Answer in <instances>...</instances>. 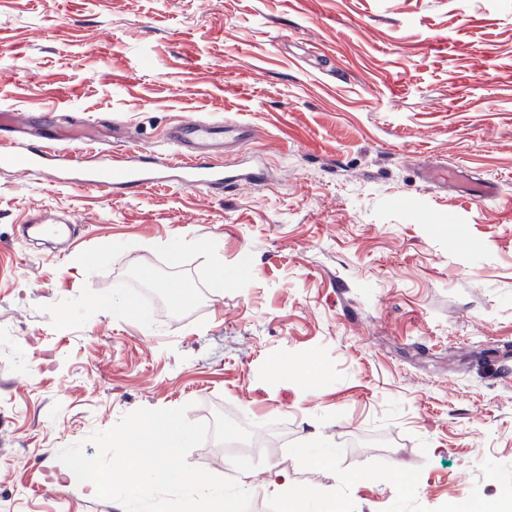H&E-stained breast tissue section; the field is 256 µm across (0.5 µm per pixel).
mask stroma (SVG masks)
<instances>
[{
	"instance_id": "stroma-1",
	"label": "stroma",
	"mask_w": 512,
	"mask_h": 512,
	"mask_svg": "<svg viewBox=\"0 0 512 512\" xmlns=\"http://www.w3.org/2000/svg\"><path fill=\"white\" fill-rule=\"evenodd\" d=\"M1 108L49 146L69 144L60 114L155 153L180 121L240 120L255 136L222 160L265 171L108 196L0 165L13 512H117L58 451L185 404L289 446L276 467L188 453L254 512H282L278 473L345 512L512 492V0H0ZM43 210L70 222L66 252L17 238Z\"/></svg>"
}]
</instances>
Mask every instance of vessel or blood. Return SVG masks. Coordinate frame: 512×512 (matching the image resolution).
Wrapping results in <instances>:
<instances>
[{
    "mask_svg": "<svg viewBox=\"0 0 512 512\" xmlns=\"http://www.w3.org/2000/svg\"><path fill=\"white\" fill-rule=\"evenodd\" d=\"M252 136L251 127L240 121L214 123L197 119L168 129L164 137L168 150L160 157L130 145L107 165L92 163L69 151L63 154L61 161L66 169L77 172L78 186L107 195L115 190L139 191L172 183L214 192L261 178L262 172L256 166L227 171L211 160L212 154L223 152L230 145L246 143ZM0 162L22 165L27 174L37 178L46 175L44 153L35 143L6 146L0 152ZM23 231L30 238H55L62 236L63 227L54 213L45 211L29 217Z\"/></svg>",
    "mask_w": 512,
    "mask_h": 512,
    "instance_id": "1",
    "label": "vessel or blood"
}]
</instances>
